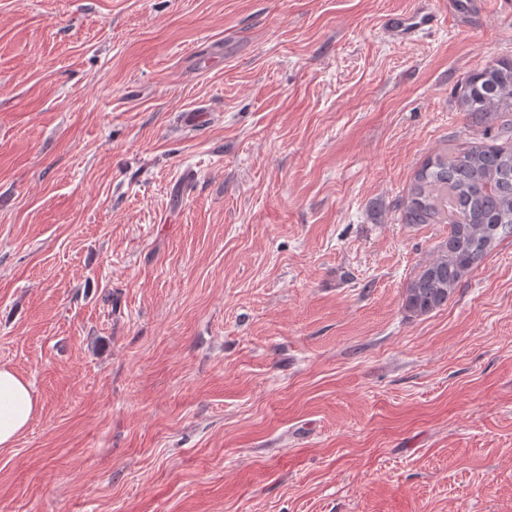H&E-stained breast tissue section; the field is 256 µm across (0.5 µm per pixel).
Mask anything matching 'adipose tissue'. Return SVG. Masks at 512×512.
I'll return each instance as SVG.
<instances>
[{
  "label": "adipose tissue",
  "mask_w": 512,
  "mask_h": 512,
  "mask_svg": "<svg viewBox=\"0 0 512 512\" xmlns=\"http://www.w3.org/2000/svg\"><path fill=\"white\" fill-rule=\"evenodd\" d=\"M36 411L30 383L14 370L0 366V447L13 446Z\"/></svg>",
  "instance_id": "ef3b65f1"
}]
</instances>
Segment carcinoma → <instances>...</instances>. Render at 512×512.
Returning <instances> with one entry per match:
<instances>
[{"label": "carcinoma", "instance_id": "1", "mask_svg": "<svg viewBox=\"0 0 512 512\" xmlns=\"http://www.w3.org/2000/svg\"><path fill=\"white\" fill-rule=\"evenodd\" d=\"M475 117L512 112V59H491L459 91ZM405 224H446L448 236L410 277L403 309L410 317L448 304L459 283L512 237V122L496 136L423 161L402 202Z\"/></svg>", "mask_w": 512, "mask_h": 512}]
</instances>
